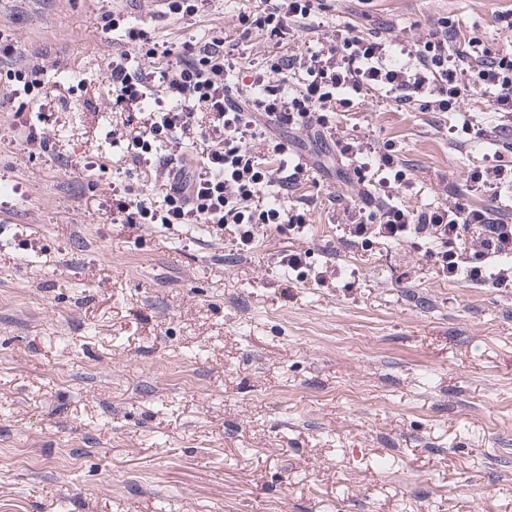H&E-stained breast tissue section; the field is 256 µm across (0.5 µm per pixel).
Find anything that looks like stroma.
Wrapping results in <instances>:
<instances>
[{"label": "stroma", "instance_id": "obj_1", "mask_svg": "<svg viewBox=\"0 0 512 512\" xmlns=\"http://www.w3.org/2000/svg\"><path fill=\"white\" fill-rule=\"evenodd\" d=\"M318 22L413 44L446 17L512 51V0H321ZM253 0L181 18L152 0H0V28L45 68L39 129L0 112V512H512V289L451 282L426 240H352L337 224L360 187L305 141L298 238L239 249L204 224L113 222L112 189L161 179L112 135L142 125L107 91L106 12L153 42L241 39ZM350 124L391 147L410 208L462 188L512 142L487 99L458 113L369 98ZM470 121L487 139L451 133ZM308 251L289 280L282 257ZM385 460L387 469L376 466Z\"/></svg>", "mask_w": 512, "mask_h": 512}]
</instances>
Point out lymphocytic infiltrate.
Returning a JSON list of instances; mask_svg holds the SVG:
<instances>
[{
    "instance_id": "1",
    "label": "lymphocytic infiltrate",
    "mask_w": 512,
    "mask_h": 512,
    "mask_svg": "<svg viewBox=\"0 0 512 512\" xmlns=\"http://www.w3.org/2000/svg\"><path fill=\"white\" fill-rule=\"evenodd\" d=\"M315 3L259 0L238 20L244 30L263 31L281 44L307 30ZM106 30L120 46L108 76L112 108L147 115L127 134V147L165 150L162 166L169 176L159 201L128 189L114 194L112 212L122 223L208 224L219 230L232 224L237 244L246 248L259 224L304 236L306 217L290 192L307 170L294 165L290 141L274 139L273 131L305 129L330 140L339 162L362 186L343 209L351 237L397 244L433 238L441 248L431 257L443 277L512 288V221L493 208L512 200L511 165L469 168L464 193L414 210L398 200L412 184L395 152L342 128L355 100L369 96L391 100L403 111L453 112L465 97L479 95L493 111L512 116V53L492 51L444 18L410 46L367 38L343 22L317 50H271L246 66L215 36L201 45L163 47L164 65L148 70L127 50L149 43L146 28L113 15ZM19 54L13 38L0 30V63L7 64L12 85L0 95V109L42 112L41 68L16 66ZM258 142L268 143L267 154L254 153ZM477 194L489 196L492 206L474 205Z\"/></svg>"
}]
</instances>
